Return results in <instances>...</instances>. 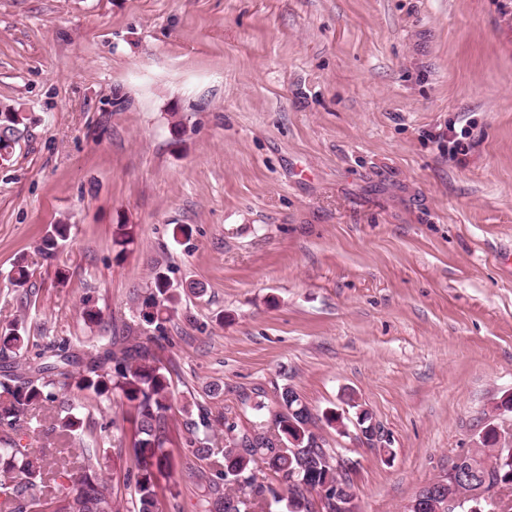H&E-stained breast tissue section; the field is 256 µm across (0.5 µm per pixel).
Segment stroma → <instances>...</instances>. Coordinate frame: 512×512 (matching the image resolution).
Returning a JSON list of instances; mask_svg holds the SVG:
<instances>
[{"label": "stroma", "mask_w": 512, "mask_h": 512, "mask_svg": "<svg viewBox=\"0 0 512 512\" xmlns=\"http://www.w3.org/2000/svg\"><path fill=\"white\" fill-rule=\"evenodd\" d=\"M0 101L29 116L0 163L15 365L137 326L159 266L204 287L165 325L177 420L294 388L348 418L320 431L360 512H407L488 429L512 446V0H0ZM171 454L159 512H200Z\"/></svg>", "instance_id": "stroma-1"}]
</instances>
